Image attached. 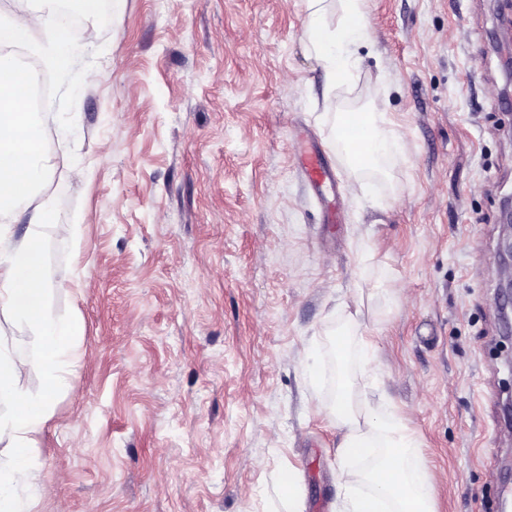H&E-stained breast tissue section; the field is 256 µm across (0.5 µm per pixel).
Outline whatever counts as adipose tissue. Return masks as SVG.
<instances>
[{
    "mask_svg": "<svg viewBox=\"0 0 512 512\" xmlns=\"http://www.w3.org/2000/svg\"><path fill=\"white\" fill-rule=\"evenodd\" d=\"M312 12L306 32L312 51L324 63L331 80L345 81L354 65L350 49L369 37L364 0H337L335 27L322 18V0H309ZM57 0L17 10L0 20V44L25 46L40 37L46 61L66 68L97 41L95 28L82 26L64 32L55 22ZM35 81L34 72L0 55V239L11 231L15 207L33 199L45 183L48 166L42 154L47 128L42 116L20 110ZM364 142L347 143L351 165L374 169L382 149L371 113L354 115ZM52 214L35 207L22 241L0 249V314L32 337L30 355L12 357L0 352V512H31L39 484L37 436L53 415V397L69 387V377L81 358L76 322L55 317L49 307L42 228ZM39 373L41 388L31 391L27 379ZM332 414L343 435L338 486L346 512H434L420 443L388 404L365 410L353 401L349 384H341ZM380 449L372 466L357 472L351 458Z\"/></svg>",
    "mask_w": 512,
    "mask_h": 512,
    "instance_id": "ef3b65f1",
    "label": "adipose tissue"
}]
</instances>
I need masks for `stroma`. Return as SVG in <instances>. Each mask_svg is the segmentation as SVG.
I'll return each instance as SVG.
<instances>
[{
	"label": "stroma",
	"instance_id": "1",
	"mask_svg": "<svg viewBox=\"0 0 512 512\" xmlns=\"http://www.w3.org/2000/svg\"><path fill=\"white\" fill-rule=\"evenodd\" d=\"M366 10L336 85L306 47L307 0H112L82 17L98 41L69 73L25 50L48 127H77L48 138L38 200L59 217L51 308L85 352L37 438L32 512H338L343 380L416 434L436 512L512 494V0ZM343 112L373 113L386 142L370 199L347 192ZM302 146L333 168L323 194ZM353 318L376 355L342 365Z\"/></svg>",
	"mask_w": 512,
	"mask_h": 512
}]
</instances>
